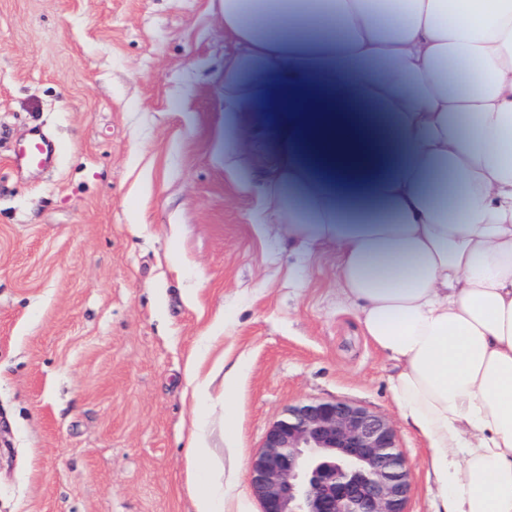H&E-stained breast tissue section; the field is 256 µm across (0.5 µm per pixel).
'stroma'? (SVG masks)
<instances>
[{
	"label": "stroma",
	"instance_id": "obj_1",
	"mask_svg": "<svg viewBox=\"0 0 512 512\" xmlns=\"http://www.w3.org/2000/svg\"><path fill=\"white\" fill-rule=\"evenodd\" d=\"M221 0H0V512H194L188 427L237 449L244 512L269 426L304 400L389 419L408 512H436L425 439L336 286V251L261 232L275 112L224 163ZM53 171L17 170L33 126ZM242 361L193 401L190 353Z\"/></svg>",
	"mask_w": 512,
	"mask_h": 512
}]
</instances>
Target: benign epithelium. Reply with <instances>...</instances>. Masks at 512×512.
<instances>
[{"mask_svg":"<svg viewBox=\"0 0 512 512\" xmlns=\"http://www.w3.org/2000/svg\"><path fill=\"white\" fill-rule=\"evenodd\" d=\"M249 480L261 512H407L411 489L393 424L337 399L288 407L268 428Z\"/></svg>","mask_w":512,"mask_h":512,"instance_id":"7a95c632","label":"benign epithelium"}]
</instances>
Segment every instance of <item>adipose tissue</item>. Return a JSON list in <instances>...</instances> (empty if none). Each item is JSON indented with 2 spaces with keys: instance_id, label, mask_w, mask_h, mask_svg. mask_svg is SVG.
Listing matches in <instances>:
<instances>
[{
  "instance_id": "obj_1",
  "label": "adipose tissue",
  "mask_w": 512,
  "mask_h": 512,
  "mask_svg": "<svg viewBox=\"0 0 512 512\" xmlns=\"http://www.w3.org/2000/svg\"><path fill=\"white\" fill-rule=\"evenodd\" d=\"M224 160L274 106L264 223L336 250L342 297L427 442L437 512H512V0H222ZM341 88L385 118L364 134ZM195 512H240L200 427Z\"/></svg>"
}]
</instances>
